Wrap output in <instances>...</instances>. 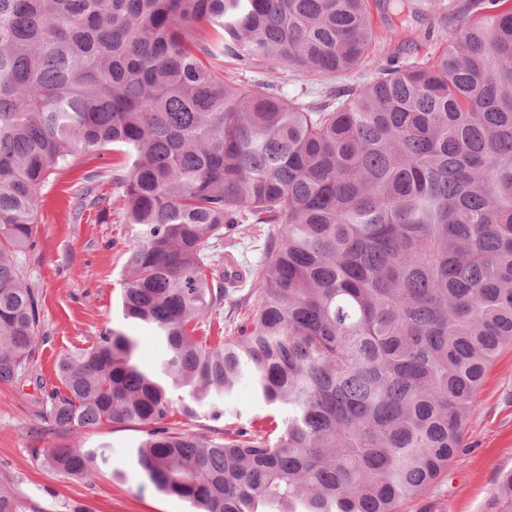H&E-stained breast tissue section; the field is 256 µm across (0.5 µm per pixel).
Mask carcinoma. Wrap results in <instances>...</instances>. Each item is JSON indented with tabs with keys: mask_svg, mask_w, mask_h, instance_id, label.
<instances>
[{
	"mask_svg": "<svg viewBox=\"0 0 512 512\" xmlns=\"http://www.w3.org/2000/svg\"><path fill=\"white\" fill-rule=\"evenodd\" d=\"M434 57L375 66L369 0H0V381L32 357L38 299L17 254L36 236L49 171L107 149L135 230L121 318L61 356L46 409L72 432L137 427L130 450L163 494L198 512H435L486 368L512 344V0ZM230 55L315 80L374 71L311 105L209 69ZM226 224L267 236V260L223 285ZM259 303L231 336L197 338L231 294ZM249 380L287 410L224 438L165 426L231 413ZM110 448L43 449L87 478ZM22 504L0 485V512ZM489 512H512V473ZM125 330L132 335L139 336V355L143 362L150 364L158 355V347L155 337L148 330L140 327L124 326Z\"/></svg>",
	"mask_w": 512,
	"mask_h": 512,
	"instance_id": "carcinoma-1",
	"label": "carcinoma"
}]
</instances>
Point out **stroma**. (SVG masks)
<instances>
[{
  "label": "stroma",
  "mask_w": 512,
  "mask_h": 512,
  "mask_svg": "<svg viewBox=\"0 0 512 512\" xmlns=\"http://www.w3.org/2000/svg\"><path fill=\"white\" fill-rule=\"evenodd\" d=\"M408 24L391 32L392 11L386 0H371L376 29L382 37L379 64L399 54L411 38L440 50L457 25L471 17V0H407ZM226 79L243 88L270 84L282 96L322 102L327 91L365 82L366 74L318 82L292 69L225 58L214 63ZM111 151L81 155L69 166L52 170L37 194L35 245L18 257L19 268L34 289L40 311L35 353L18 379L0 383V483L26 504L27 512H193L190 503L166 496L148 481L129 457L143 437L140 429L104 424L79 434L54 430L46 411L47 396L60 388L55 363L64 353L88 347L112 328L122 327L118 300L134 238L114 199ZM99 175L98 194L107 205L77 211L87 172ZM222 259L242 269L259 264L265 244L247 224L225 228ZM477 407L464 431V446L448 465L435 496L443 512H485L489 495L502 473L512 470V346L503 348L486 369L477 392ZM229 420L200 413L188 418L172 410L167 424L178 432L222 438L225 426H251L254 420L282 418L283 410L263 406L250 384H242L229 402ZM84 447H110V472L89 479L49 469L38 457L46 445L65 447L74 440Z\"/></svg>",
  "instance_id": "stroma-1"
}]
</instances>
